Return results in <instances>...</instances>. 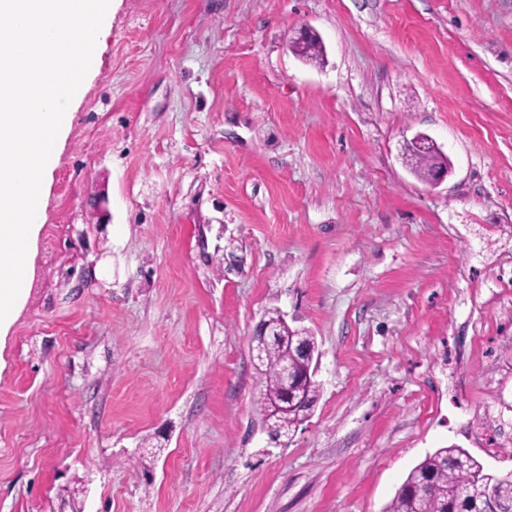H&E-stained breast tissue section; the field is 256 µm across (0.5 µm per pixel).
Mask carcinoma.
Returning <instances> with one entry per match:
<instances>
[{
	"label": "carcinoma",
	"instance_id": "1",
	"mask_svg": "<svg viewBox=\"0 0 512 512\" xmlns=\"http://www.w3.org/2000/svg\"><path fill=\"white\" fill-rule=\"evenodd\" d=\"M267 321L281 326L283 336L267 350L263 361L255 364L260 377L257 403L261 417L283 402L281 366L291 363L303 374L294 404L278 410L274 416V424L289 437L308 418L320 394L311 362L297 352L296 345L303 342L312 350L316 342L306 330L282 325L277 312L268 314ZM489 488L494 494L495 512H512V476L489 473L463 448H439L409 472L386 512H459L467 496Z\"/></svg>",
	"mask_w": 512,
	"mask_h": 512
}]
</instances>
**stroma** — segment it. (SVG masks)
Wrapping results in <instances>:
<instances>
[{
  "label": "stroma",
  "instance_id": "obj_1",
  "mask_svg": "<svg viewBox=\"0 0 512 512\" xmlns=\"http://www.w3.org/2000/svg\"><path fill=\"white\" fill-rule=\"evenodd\" d=\"M70 110L0 512H385L448 446L512 475V0H115ZM275 310L319 352L281 443L250 354Z\"/></svg>",
  "mask_w": 512,
  "mask_h": 512
}]
</instances>
